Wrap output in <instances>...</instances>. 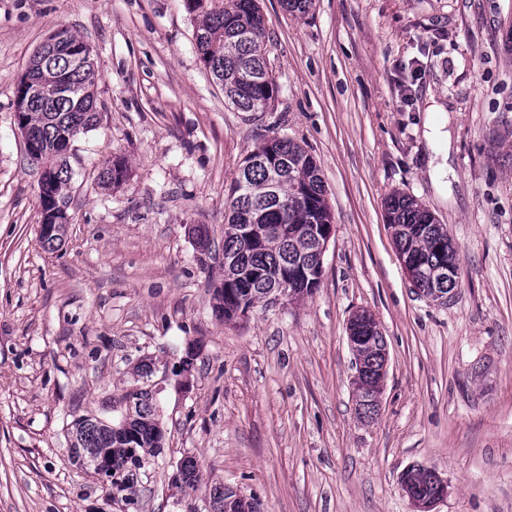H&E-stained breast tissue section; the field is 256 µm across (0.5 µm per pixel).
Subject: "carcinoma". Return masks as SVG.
I'll list each match as a JSON object with an SVG mask.
<instances>
[{
    "mask_svg": "<svg viewBox=\"0 0 512 512\" xmlns=\"http://www.w3.org/2000/svg\"><path fill=\"white\" fill-rule=\"evenodd\" d=\"M191 12L201 11L195 40L200 59L224 98L240 112H263L278 92L261 44L265 39L259 0H186ZM54 47L37 48L26 69L33 84L18 82L15 99L21 103L29 131L40 145V207L67 205L70 170L64 163L65 143L94 126L95 68L75 56L91 50L69 29ZM127 166L117 158L99 175L102 184L118 186ZM387 224L400 257L418 269L415 283L431 299L455 289L458 280L437 273L457 261L450 252L448 229L412 198L395 193L385 201ZM224 224V278L214 289V309L226 322L243 318L277 289L281 277L295 272L299 280L294 295H311L318 288L322 269L312 237L302 233L281 239L271 231L285 224L311 229L332 223L326 191L314 157L288 138L273 137L241 162L229 188ZM67 225L46 236L42 248L55 251ZM384 343L380 332H365L354 349L362 365L377 364ZM74 448H97L112 457V485L130 489L135 471L163 445V430L156 418L152 391L140 390L129 401L124 420L117 425L98 419L74 420ZM212 512H257L256 503L222 485L213 489Z\"/></svg>",
    "mask_w": 512,
    "mask_h": 512,
    "instance_id": "carcinoma-1",
    "label": "carcinoma"
}]
</instances>
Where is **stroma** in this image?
Returning a JSON list of instances; mask_svg holds the SVG:
<instances>
[{"instance_id": "stroma-1", "label": "stroma", "mask_w": 512, "mask_h": 512, "mask_svg": "<svg viewBox=\"0 0 512 512\" xmlns=\"http://www.w3.org/2000/svg\"><path fill=\"white\" fill-rule=\"evenodd\" d=\"M260 5L278 92L239 112L185 0H0V512H210L219 484L259 512H414L402 476L417 466L448 483L432 512H512V0ZM61 27L91 50L97 122L65 154L70 223L48 253L14 100ZM276 136L321 170L334 225L321 283L226 324L220 261L191 228L223 243L239 165ZM115 158L128 174L107 188ZM395 192L458 247L447 303L402 264ZM359 310L388 356L369 420L346 330ZM193 341L184 389L174 369ZM135 387L157 393L164 448L128 499L76 464L71 428L120 422ZM187 456L202 481L184 491Z\"/></svg>"}]
</instances>
